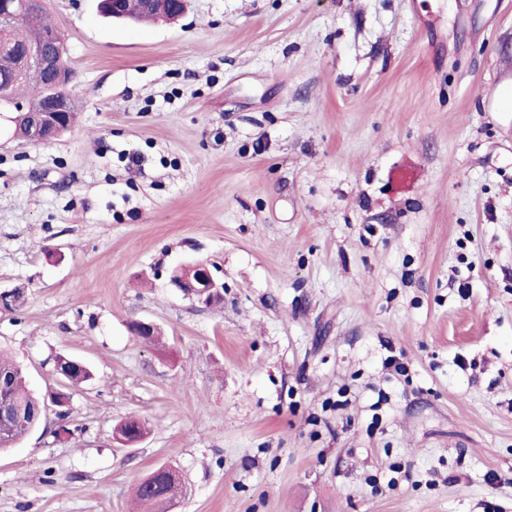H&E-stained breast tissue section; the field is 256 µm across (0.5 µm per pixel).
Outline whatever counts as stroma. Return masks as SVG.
Returning <instances> with one entry per match:
<instances>
[{"mask_svg":"<svg viewBox=\"0 0 512 512\" xmlns=\"http://www.w3.org/2000/svg\"><path fill=\"white\" fill-rule=\"evenodd\" d=\"M46 9L78 121L0 112V349L70 404L0 512H130L162 464L170 512H512V0ZM197 261L219 303L170 286ZM124 1H130V0H105L102 1L105 5V9L109 12H112V18L113 19H124L126 15L128 16L127 19L138 21L143 18H150V17H162L166 16L170 18V16L167 13L161 14L159 12H142L138 10V6L135 2H127L126 3V12L124 14ZM112 4V6H111Z\"/></svg>","mask_w":512,"mask_h":512,"instance_id":"1","label":"stroma"}]
</instances>
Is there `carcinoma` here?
Masks as SVG:
<instances>
[{
	"mask_svg": "<svg viewBox=\"0 0 512 512\" xmlns=\"http://www.w3.org/2000/svg\"><path fill=\"white\" fill-rule=\"evenodd\" d=\"M55 30L46 16V10L30 18L20 15L14 19L9 30L10 38L17 46L38 40L43 35ZM15 59L10 53H0V112L12 111L11 104L21 100L20 91L28 90L27 104L41 108L46 99L55 92L53 79L42 74L38 77H28L15 80L12 78ZM0 398L10 399L22 413V417L0 430L5 437L0 441V450L12 447L20 442L42 415V401L35 397L25 386L22 376V366L16 361L0 354ZM121 433L127 441L136 442L146 432L145 422L137 417H127L120 425ZM136 498L143 504L156 508L158 512H168L171 503L150 491L148 483L140 481L135 488Z\"/></svg>",
	"mask_w": 512,
	"mask_h": 512,
	"instance_id": "carcinoma-1",
	"label": "carcinoma"
}]
</instances>
